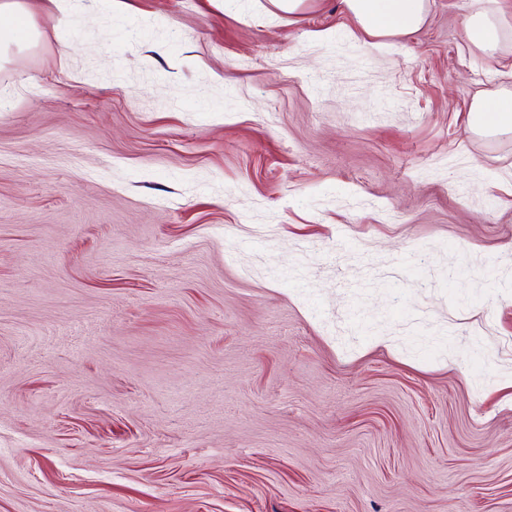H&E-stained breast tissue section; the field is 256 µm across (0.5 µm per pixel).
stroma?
I'll list each match as a JSON object with an SVG mask.
<instances>
[{"mask_svg": "<svg viewBox=\"0 0 512 512\" xmlns=\"http://www.w3.org/2000/svg\"><path fill=\"white\" fill-rule=\"evenodd\" d=\"M0 58V512H512V90L466 16L28 0ZM330 31L327 40L319 31ZM359 29L373 38L403 37L423 26L428 0H342ZM469 125L487 135L512 133V93L500 94L494 103L475 96L469 107Z\"/></svg>", "mask_w": 512, "mask_h": 512, "instance_id": "obj_1", "label": "stroma"}]
</instances>
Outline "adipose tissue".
Returning <instances> with one entry per match:
<instances>
[{"instance_id": "1", "label": "adipose tissue", "mask_w": 512, "mask_h": 512, "mask_svg": "<svg viewBox=\"0 0 512 512\" xmlns=\"http://www.w3.org/2000/svg\"><path fill=\"white\" fill-rule=\"evenodd\" d=\"M344 9L359 29L373 38L403 37L423 26L429 0H342ZM468 44L486 54L498 51L512 23L504 17L477 10L464 22ZM469 125L477 132L495 135L512 133V93L500 94L495 101L475 96L469 107Z\"/></svg>"}]
</instances>
